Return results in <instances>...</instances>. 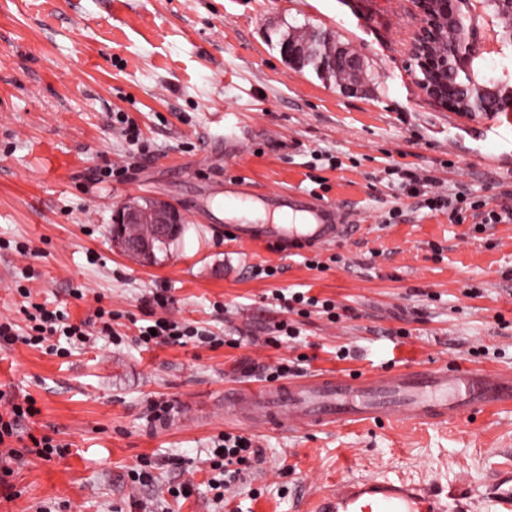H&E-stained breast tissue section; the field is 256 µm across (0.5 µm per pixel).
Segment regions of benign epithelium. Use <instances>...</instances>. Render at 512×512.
I'll return each instance as SVG.
<instances>
[{"instance_id": "7a95c632", "label": "benign epithelium", "mask_w": 512, "mask_h": 512, "mask_svg": "<svg viewBox=\"0 0 512 512\" xmlns=\"http://www.w3.org/2000/svg\"><path fill=\"white\" fill-rule=\"evenodd\" d=\"M418 26L410 41V58L418 88L434 103L453 112L486 115L493 106L512 99V81L487 78L480 67L494 55L512 51V0H412ZM322 56L323 76L335 75L340 89L352 92L361 83L359 55L331 34L317 41L284 39L282 56L297 68ZM182 216L167 201L142 205L129 201L113 214L115 242L136 255L151 257L152 241H128L124 228L152 224L158 234L181 223Z\"/></svg>"}]
</instances>
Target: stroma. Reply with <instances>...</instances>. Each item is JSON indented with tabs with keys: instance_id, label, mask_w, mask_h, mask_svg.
Returning a JSON list of instances; mask_svg holds the SVG:
<instances>
[{
	"instance_id": "stroma-1",
	"label": "stroma",
	"mask_w": 512,
	"mask_h": 512,
	"mask_svg": "<svg viewBox=\"0 0 512 512\" xmlns=\"http://www.w3.org/2000/svg\"><path fill=\"white\" fill-rule=\"evenodd\" d=\"M409 0H0V318L23 323L34 302L89 321L113 314L121 343L92 338L65 356L15 343L0 348V410L31 395L38 415L22 433L69 444L62 457L12 463L0 512H306L345 480L442 476L474 492L512 466V412L439 425L251 431L262 457L216 502L205 466L214 437L239 432L224 416L228 385L258 383L257 368L304 357L305 374H369L420 365L512 373V222L449 223L420 208L381 171L397 163L431 191H468L512 210V135L491 140L497 114L446 110L416 86ZM328 31L363 60L358 91L286 63L289 32ZM148 153L130 151L115 113ZM248 127L232 155L224 130ZM298 148L280 149L279 141ZM335 155L329 167L322 153ZM246 177L262 193H307L359 228L303 255L244 246L224 231L212 182ZM162 198L185 216L168 252L145 264L112 245V214L128 198ZM394 223H383L390 209ZM24 243L28 256L12 250ZM276 276L257 277L256 266ZM30 280H22L23 268ZM481 288L464 295V285ZM157 288L166 316L212 330L216 345L140 347L142 306ZM347 307L332 323L297 318L291 345L268 344L287 320L276 290ZM83 298H76L75 290ZM238 346H230V339ZM352 358L336 357L339 346ZM175 413L151 421L149 401ZM155 480L132 485L139 456ZM191 481L188 497L169 486Z\"/></svg>"
}]
</instances>
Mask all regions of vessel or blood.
Masks as SVG:
<instances>
[{
  "label": "vessel or blood",
  "mask_w": 512,
  "mask_h": 512,
  "mask_svg": "<svg viewBox=\"0 0 512 512\" xmlns=\"http://www.w3.org/2000/svg\"><path fill=\"white\" fill-rule=\"evenodd\" d=\"M211 195L235 201L238 223L226 232L245 245L267 244L295 254L350 237L355 226L342 207L305 193L257 195L242 178L212 184ZM512 406V375L472 369L416 367L363 374H321L277 385L228 386L224 415L254 430L382 424L392 416L413 423H443ZM439 480L347 481L323 496L313 512H473L449 510Z\"/></svg>",
  "instance_id": "b4317fda"
}]
</instances>
